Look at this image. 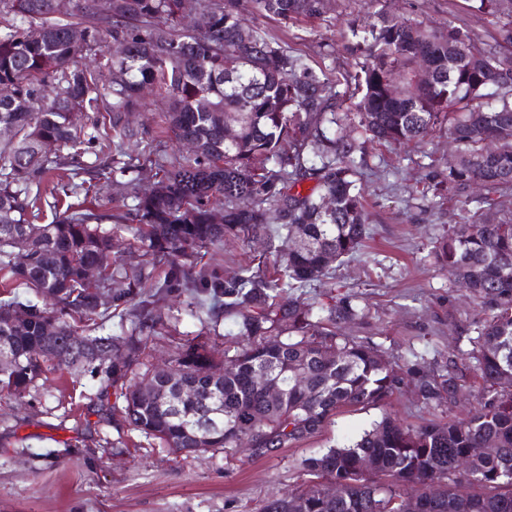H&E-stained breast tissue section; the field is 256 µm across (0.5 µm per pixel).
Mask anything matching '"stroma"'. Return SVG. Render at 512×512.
Segmentation results:
<instances>
[{
	"mask_svg": "<svg viewBox=\"0 0 512 512\" xmlns=\"http://www.w3.org/2000/svg\"><path fill=\"white\" fill-rule=\"evenodd\" d=\"M383 8L437 26L467 27L479 42H492L496 33L493 19L472 15L464 0H331L320 20L291 26L282 37L325 70L350 106L357 96L346 77L355 67L341 33L349 15ZM130 123L144 141L158 142V155H186L166 131L156 95L145 98ZM455 153L445 136L401 147L371 145L362 169L374 216L371 237L356 259L306 291L322 301L331 293L354 295L368 316L351 335L423 366L444 364L451 352L465 363L471 349L466 329L477 315L432 255L437 239L457 222L458 209L422 193L428 159L444 164ZM204 262L225 278L246 266L271 264L272 256L264 240H228L208 251ZM159 309L169 332L148 339L143 360L154 365L202 330L197 318L173 310L170 301ZM114 401L99 378L78 370L43 375L22 397H0V512H262L269 499L302 482L306 458L352 443L382 416L377 407L346 409L314 438L267 458L242 449L229 459L220 451L186 457L115 426Z\"/></svg>",
	"mask_w": 512,
	"mask_h": 512,
	"instance_id": "35a3bbf8",
	"label": "stroma"
}]
</instances>
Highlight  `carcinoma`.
Segmentation results:
<instances>
[{
	"label": "carcinoma",
	"mask_w": 512,
	"mask_h": 512,
	"mask_svg": "<svg viewBox=\"0 0 512 512\" xmlns=\"http://www.w3.org/2000/svg\"><path fill=\"white\" fill-rule=\"evenodd\" d=\"M468 10L500 15V0H465ZM328 0H0V395L20 396L48 372L82 365L120 390L112 419L175 453L203 455L259 448L264 457L315 436L345 407L382 406L409 384L426 407L470 395L456 362L443 368L402 363L378 345L348 335L365 309L352 295L310 303L297 291L327 277L369 236L360 182L368 145L402 146L446 133L453 164H427L425 191L493 208L512 189V18L495 44L479 45L462 26H425L377 13L347 21L343 48L361 88L343 111L324 71L244 15L281 24L320 18ZM200 18L193 29L185 18ZM82 28L83 43L71 30ZM463 51L453 54L448 43ZM125 45L115 56L110 45ZM153 87L166 124L192 155L174 158L153 188L134 193L125 211L99 203L100 190L135 168L126 116ZM109 90L112 100L105 99ZM233 135L226 138V126ZM94 146L99 164L78 180L75 156ZM307 181L313 187L298 190ZM480 183L484 194L469 188ZM55 218L40 224L47 189ZM276 227L270 226V220ZM127 233L145 248L129 275L112 256ZM226 238H262L276 260L226 279L196 270L201 250ZM435 261L476 300L469 338L483 381L477 407L460 419L411 427L387 412L349 445L305 459L310 476L273 498L264 512H512V214L462 221L436 242ZM167 263L176 279L156 280ZM125 280L99 303L87 273ZM42 296L39 307L19 289ZM188 295L191 315L231 317L233 350L203 338L179 344L168 369L143 365L144 333L165 328L160 298ZM119 312L120 333L70 337ZM112 348V358L101 355ZM268 372L282 397L258 382ZM301 377L306 385L295 384ZM151 379L153 391L139 388ZM183 393L173 412L162 395ZM368 457L374 473L359 465ZM327 482L341 487L323 496ZM442 485L428 496L434 484Z\"/></svg>",
	"instance_id": "1"
}]
</instances>
